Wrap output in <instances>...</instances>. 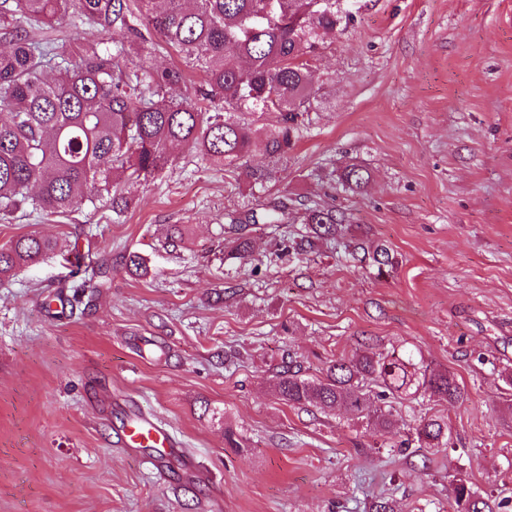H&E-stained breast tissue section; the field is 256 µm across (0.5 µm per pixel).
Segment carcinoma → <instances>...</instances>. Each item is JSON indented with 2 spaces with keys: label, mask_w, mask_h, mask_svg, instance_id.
Returning a JSON list of instances; mask_svg holds the SVG:
<instances>
[{
  "label": "carcinoma",
  "mask_w": 512,
  "mask_h": 512,
  "mask_svg": "<svg viewBox=\"0 0 512 512\" xmlns=\"http://www.w3.org/2000/svg\"><path fill=\"white\" fill-rule=\"evenodd\" d=\"M69 14L97 38L61 43L53 37L55 24ZM341 20L336 0H0V220L29 208L48 214L94 208L105 195L119 218L129 207L122 185L145 184L173 165V145L265 188L287 162L313 94L303 57ZM161 48L199 70L201 84L171 97L186 77L179 66L154 65ZM243 110L274 112L277 119L254 130L238 119ZM258 144L269 158L266 168L248 165ZM367 179L358 166L341 176L356 189ZM292 208L284 196L261 210L224 214L230 254L251 260V227L286 224ZM306 213L311 234L293 242L301 251L313 236L336 239L345 223L344 215L319 204ZM57 250V241L34 234L11 241L0 248V282ZM371 259L380 273L392 265L384 243ZM65 260L75 298L110 268L106 259L86 261L76 247ZM122 260L131 273H149L138 253ZM371 382L379 384L382 400L420 390L450 402L465 399L453 375L411 350L367 349L331 362L318 377L287 367L272 379L291 406L350 411L381 433L392 426L393 413L370 406ZM450 436L439 417L411 428L425 448H446ZM451 493L457 512H512L511 498L482 495L462 477Z\"/></svg>",
  "instance_id": "cac0c4a2"
}]
</instances>
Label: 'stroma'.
<instances>
[{"label": "stroma", "instance_id": "1", "mask_svg": "<svg viewBox=\"0 0 512 512\" xmlns=\"http://www.w3.org/2000/svg\"><path fill=\"white\" fill-rule=\"evenodd\" d=\"M344 6L306 57L309 122L265 190L179 149L161 176L127 184L120 218L103 202L0 221V247L34 232L114 266L58 319L41 294L67 286L62 257L0 285V512H369L381 497L456 512L459 469L512 497V0ZM353 164L369 178L352 190L339 176ZM284 194L343 212L342 243L285 252L259 230L252 261L228 256L225 212ZM356 242L388 245L393 270L360 262ZM129 251L151 276L120 267ZM403 347L453 374L464 401L393 403L399 423L380 434L269 384L285 364L314 377ZM134 409L177 435L194 480H161L120 446ZM431 416L449 422L450 447L400 450Z\"/></svg>", "mask_w": 512, "mask_h": 512}]
</instances>
